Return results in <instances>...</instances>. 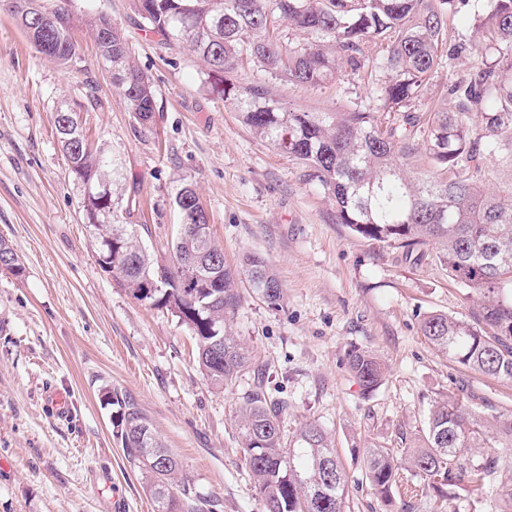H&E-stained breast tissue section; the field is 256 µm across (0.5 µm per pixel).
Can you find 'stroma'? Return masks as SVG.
<instances>
[{
    "label": "stroma",
    "mask_w": 512,
    "mask_h": 512,
    "mask_svg": "<svg viewBox=\"0 0 512 512\" xmlns=\"http://www.w3.org/2000/svg\"><path fill=\"white\" fill-rule=\"evenodd\" d=\"M45 4L73 15L80 70L40 54L0 0V240L23 265L18 276L0 269V512H153L140 473L113 436L109 389L140 405L213 512H266L233 422L255 379L210 385L177 317L140 303L101 270L85 229L83 188L70 177L55 132L66 101L81 102V126L119 163L112 215L142 225L150 251L169 257L181 222L175 197L189 184L226 262L235 266L254 253L274 269L282 305L272 309L245 293L232 329L262 368L269 397L286 404V434L307 421L332 434L348 476L346 512H390L365 478V453L411 446L435 400L461 388L477 410L512 413V381L463 369L420 332L427 313L466 318L474 307L435 249L405 261L400 250L337 223L333 201L302 166L211 93L194 53L146 34L132 0ZM101 14L122 29L152 79L150 130L97 57L86 22ZM481 66L470 52L441 57L412 111L448 104L449 87ZM229 78L241 87L271 86L287 107L338 112L373 103L380 75L364 68L309 87L251 62ZM354 346L387 365L382 384L366 396L347 365ZM50 390L67 401L65 417L47 399Z\"/></svg>",
    "instance_id": "obj_1"
}]
</instances>
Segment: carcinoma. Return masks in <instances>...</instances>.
Segmentation results:
<instances>
[{
    "mask_svg": "<svg viewBox=\"0 0 512 512\" xmlns=\"http://www.w3.org/2000/svg\"><path fill=\"white\" fill-rule=\"evenodd\" d=\"M473 4L476 39L461 40L448 55L466 49L480 54L483 67L467 83L452 85L454 106L428 113L408 112L438 65L446 39L448 7ZM35 46L59 65L75 69L82 58L72 36L61 37L51 17L62 8H43ZM143 28L165 45L187 44L204 61L210 90L238 112L256 136L302 165L308 178L336 203L337 223L368 241L402 250L418 261L417 247L434 244L448 276L478 295L469 319L430 312L420 329L425 339L460 366L489 377L512 380V182L497 191L481 185L487 160L512 168V0H134ZM303 35L284 43L278 22ZM378 50L377 68L386 80L376 84V104L341 112L288 109L263 85L240 87L225 74L249 60L277 79L321 86L341 70L365 65L368 48ZM112 53L97 44L98 57L112 69L128 110L148 127L156 112L150 76L131 60L117 26ZM64 108L55 130L71 176L79 184L112 182L118 167L101 145L93 147ZM424 146L427 167L408 170V160ZM88 223L100 221L91 242L99 266L108 255L104 242L120 243L126 258L112 265V276L136 300L142 282L157 285L152 307L167 309L194 335L203 375L224 387L251 371L249 350L230 331L243 295L241 284L272 307L283 299L275 271L254 254L240 267L224 261L206 218L194 204L182 210V223L168 261H158L141 242L134 224H114L110 205L95 193L83 197ZM216 262L220 286L200 287L205 264ZM0 269L15 275L18 255L0 242ZM349 370L369 394L384 378L374 353L353 348ZM113 434L136 468L154 512H207L213 507L184 476L182 463L165 448L152 422L137 404L118 393ZM286 407L256 386L236 410L240 445L267 512H345L348 479L333 441L315 421L287 436ZM488 448H512V413L487 417L458 393L429 412L418 442L397 457L389 448L369 449L365 476L385 502L399 494L400 512L435 498L452 503L461 492H478L501 469Z\"/></svg>",
    "mask_w": 512,
    "mask_h": 512,
    "instance_id": "cac0c4a2",
    "label": "carcinoma"
}]
</instances>
